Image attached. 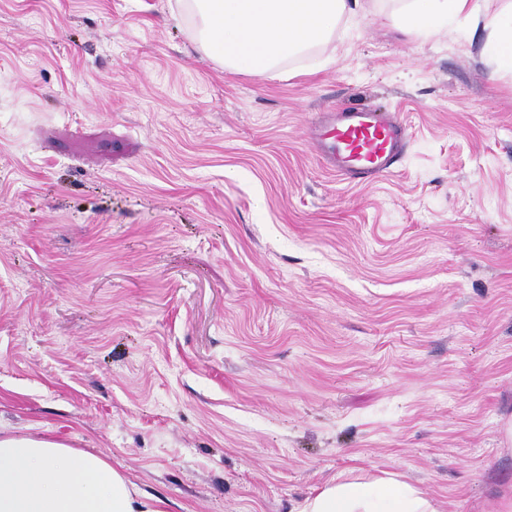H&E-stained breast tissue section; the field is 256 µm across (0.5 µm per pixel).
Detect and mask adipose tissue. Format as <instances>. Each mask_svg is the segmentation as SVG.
<instances>
[{
    "label": "adipose tissue",
    "mask_w": 512,
    "mask_h": 512,
    "mask_svg": "<svg viewBox=\"0 0 512 512\" xmlns=\"http://www.w3.org/2000/svg\"><path fill=\"white\" fill-rule=\"evenodd\" d=\"M401 0L403 28L429 36L466 20L483 23L484 55L512 73V0ZM193 39L225 71L278 78L288 59L333 36L361 0H187ZM0 512H169L99 454L44 435L0 432ZM302 512H441L414 485L381 472H347L306 498Z\"/></svg>",
    "instance_id": "adipose-tissue-1"
}]
</instances>
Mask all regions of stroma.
Returning <instances> with one entry per match:
<instances>
[{"mask_svg":"<svg viewBox=\"0 0 512 512\" xmlns=\"http://www.w3.org/2000/svg\"><path fill=\"white\" fill-rule=\"evenodd\" d=\"M178 0H0V430L172 512H300L353 468L444 512L512 490V74L371 9L228 74ZM399 113L339 180L320 113ZM310 143L342 180L361 183L389 173L400 162L409 133L399 113L351 106L321 113L310 127Z\"/></svg>","mask_w":512,"mask_h":512,"instance_id":"35a3bbf8","label":"stroma"}]
</instances>
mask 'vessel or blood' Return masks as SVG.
I'll use <instances>...</instances> for the list:
<instances>
[{
    "mask_svg": "<svg viewBox=\"0 0 512 512\" xmlns=\"http://www.w3.org/2000/svg\"><path fill=\"white\" fill-rule=\"evenodd\" d=\"M310 142L337 176L361 183L389 173L400 162L409 133L399 113L351 106L321 113L310 127Z\"/></svg>",
    "mask_w": 512,
    "mask_h": 512,
    "instance_id": "obj_1",
    "label": "vessel or blood"
}]
</instances>
